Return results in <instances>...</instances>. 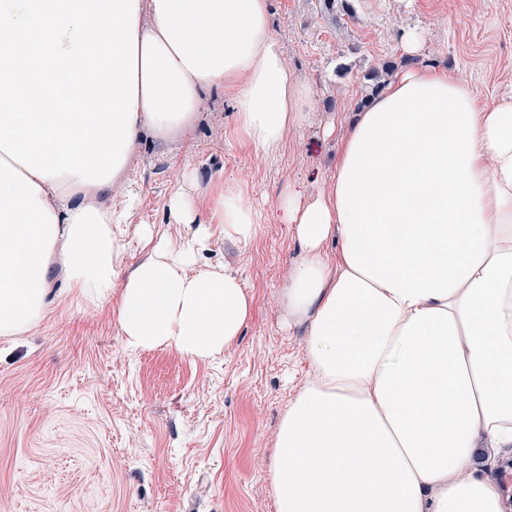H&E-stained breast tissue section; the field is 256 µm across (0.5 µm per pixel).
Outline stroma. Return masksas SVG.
I'll return each instance as SVG.
<instances>
[{
	"label": "stroma",
	"instance_id": "35a3bbf8",
	"mask_svg": "<svg viewBox=\"0 0 512 512\" xmlns=\"http://www.w3.org/2000/svg\"><path fill=\"white\" fill-rule=\"evenodd\" d=\"M269 15L309 93L303 123L274 151L254 152L232 89H211L174 139L143 133L128 180L112 187L116 205L128 187L140 195L113 294L158 241L204 226L210 245L197 266L228 269L254 297L241 335L206 361L162 348L132 354L115 302L77 292L28 332L0 339V512H271L279 421L313 377L310 320L288 316L283 302L306 256L283 195L304 203L325 190L367 76L383 64L448 71L486 103L512 95V0H269ZM230 188L263 215L250 243L224 235L219 202ZM179 191L194 202V223L169 213Z\"/></svg>",
	"mask_w": 512,
	"mask_h": 512
}]
</instances>
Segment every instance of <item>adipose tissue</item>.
<instances>
[{"label":"adipose tissue","instance_id":"adipose-tissue-1","mask_svg":"<svg viewBox=\"0 0 512 512\" xmlns=\"http://www.w3.org/2000/svg\"><path fill=\"white\" fill-rule=\"evenodd\" d=\"M136 33L133 135L173 139L224 85L255 151L303 120L268 0H139ZM111 190L40 177L0 151V336L41 321L60 280L117 299L127 349L215 358L252 295L228 270L193 267L203 229L158 243L113 296L138 196L117 208L103 202ZM221 208L225 236H257L262 216L241 192ZM288 217L306 257L283 299L311 320L315 379L280 420L277 512H504L476 472L481 441L512 447V96L486 105L447 72H398L359 112L326 190Z\"/></svg>","mask_w":512,"mask_h":512}]
</instances>
